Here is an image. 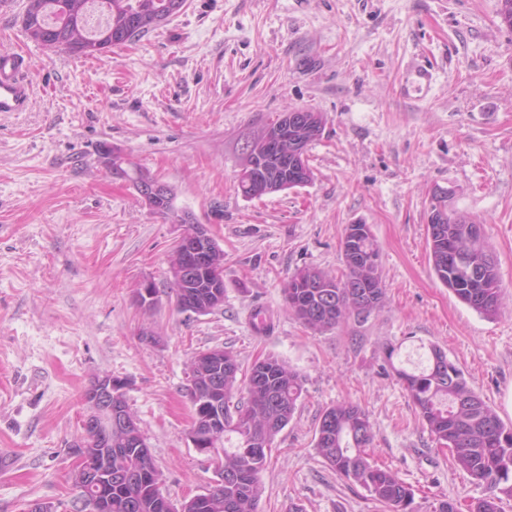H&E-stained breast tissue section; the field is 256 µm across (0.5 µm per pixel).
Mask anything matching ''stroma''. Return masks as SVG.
Listing matches in <instances>:
<instances>
[{"label":"stroma","instance_id":"obj_1","mask_svg":"<svg viewBox=\"0 0 512 512\" xmlns=\"http://www.w3.org/2000/svg\"><path fill=\"white\" fill-rule=\"evenodd\" d=\"M21 0L0 5V49L29 56L26 111L0 114V512L43 501L80 512L70 446L83 393L128 381L126 399L179 502L213 485L188 439L193 356L221 346L242 369L272 355L306 377L277 436L258 512H385L318 454L324 411L361 406L382 468L414 492L413 512L445 498L460 512L484 497L423 427L385 361L439 346L512 423V29L500 0H187L155 30L95 57L29 40ZM432 80L403 96L420 65ZM325 117L308 151L310 183L259 198L237 187L246 135L293 110ZM120 148L167 185L174 216L153 213L114 178ZM479 223L498 262L502 307L486 318L435 276L427 221L435 188ZM190 213L224 250V304L180 312L170 257ZM380 248L384 306L320 334L283 290L304 267L341 274L346 225ZM145 280L158 291L140 308ZM262 312L267 333L251 321Z\"/></svg>","mask_w":512,"mask_h":512}]
</instances>
